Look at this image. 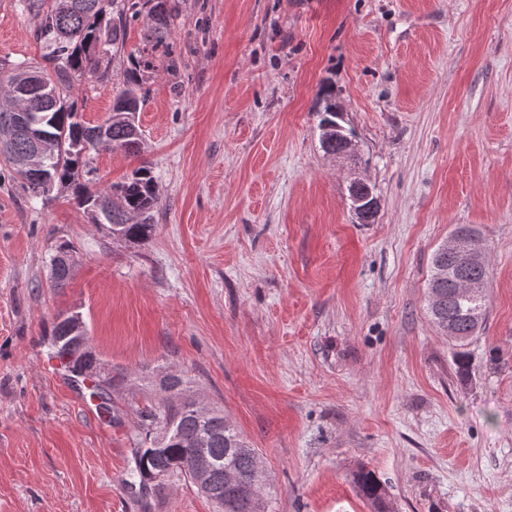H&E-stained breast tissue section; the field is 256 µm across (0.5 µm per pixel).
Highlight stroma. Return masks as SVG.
<instances>
[{"mask_svg": "<svg viewBox=\"0 0 512 512\" xmlns=\"http://www.w3.org/2000/svg\"><path fill=\"white\" fill-rule=\"evenodd\" d=\"M39 19L0 0V61L41 64ZM138 152L91 153L101 189L150 167L151 239L113 240L70 188L33 196L0 157V512H216L182 477L131 488L138 388L112 412L51 358L79 313L110 374L191 379L259 452L271 512H512V0H179ZM123 78L77 82L79 117ZM336 88L358 166L324 153ZM374 188V223L350 210ZM458 224L488 249V318L454 374L427 314L431 257ZM73 243L54 290L49 262ZM317 103L314 112H317L319 118L318 129L320 131L319 139L322 150L328 155L336 154V151L342 147V142L348 144L349 153L352 157L358 155L357 146H355V135L351 129H347L342 136L336 138V130H330L329 126L336 123V109H339L340 103L336 99V91L334 88L325 86L321 87L317 94ZM354 140H346V138ZM72 248L69 244H60L50 261L51 288H65L73 274ZM59 256L67 257L64 262ZM55 262L54 266L52 263ZM359 493L371 503L376 512H390V504L384 485L370 470L360 469L353 476Z\"/></svg>", "mask_w": 512, "mask_h": 512, "instance_id": "1", "label": "stroma"}]
</instances>
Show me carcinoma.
<instances>
[{"instance_id":"1","label":"carcinoma","mask_w":512,"mask_h":512,"mask_svg":"<svg viewBox=\"0 0 512 512\" xmlns=\"http://www.w3.org/2000/svg\"><path fill=\"white\" fill-rule=\"evenodd\" d=\"M27 7L40 17L37 38L49 48L45 65L39 68L14 65L0 68V119L16 112L32 114L39 129L48 138L44 154V172L51 184L71 185L78 180V168L86 148L135 152L142 130L137 121L145 86L154 77L157 64L165 61L176 69L169 36L179 13L178 0H26ZM112 5V22L101 23L106 4ZM145 17L144 43L138 50L125 53L127 27ZM127 55L123 87L112 100V113L103 123L85 126L77 120V104L71 89L74 81L87 72L108 76L109 57ZM40 77L45 91L31 102L13 93L12 87ZM340 103L334 88L318 92L315 112L322 150L336 154L342 142L354 138L352 130L336 136L329 126L336 123ZM88 147L78 148L79 142ZM74 198L94 224L112 227V239L128 245L149 240L155 230V213L160 205L155 177L141 167L130 178L93 192L78 185ZM72 248L64 243L56 248L50 266L53 288L65 287L73 274ZM432 274L428 282V303L432 324L448 336L454 349L457 374L469 371L466 347L479 334L488 314L487 291L478 296L457 292L460 277L487 282L488 261L460 264L440 246L432 255ZM51 354L76 377L85 371L96 377L95 395L103 400L115 384L110 374L92 371L97 359L92 348L81 350L70 335L66 314L55 318L49 343ZM190 381L178 374L165 375L150 382L154 395L143 397L137 405L138 418L133 452L134 466L125 484L144 487L165 476L180 474L193 480L194 461L206 455L215 464L209 476L210 490L223 503V512H266L263 483H253L258 451L244 440L234 424L218 408L202 417L192 402L181 399L190 390ZM359 493L371 503L374 512H390L384 485L370 470L361 469L353 476Z\"/></svg>"}]
</instances>
